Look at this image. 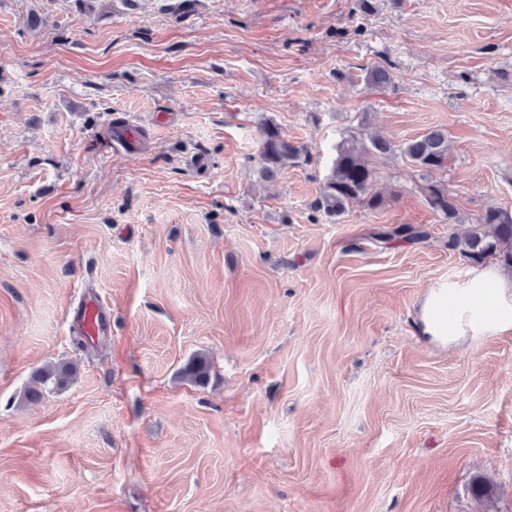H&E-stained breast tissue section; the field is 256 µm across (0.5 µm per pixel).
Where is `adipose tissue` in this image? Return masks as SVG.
Here are the masks:
<instances>
[{"instance_id":"ef3b65f1","label":"adipose tissue","mask_w":512,"mask_h":512,"mask_svg":"<svg viewBox=\"0 0 512 512\" xmlns=\"http://www.w3.org/2000/svg\"><path fill=\"white\" fill-rule=\"evenodd\" d=\"M425 335L442 344L466 336L496 335L512 329V278L492 267L467 279L431 286L421 307Z\"/></svg>"}]
</instances>
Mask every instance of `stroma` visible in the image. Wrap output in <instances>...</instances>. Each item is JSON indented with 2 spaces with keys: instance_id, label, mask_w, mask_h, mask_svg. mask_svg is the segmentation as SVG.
I'll list each match as a JSON object with an SVG mask.
<instances>
[{
  "instance_id": "obj_1",
  "label": "stroma",
  "mask_w": 512,
  "mask_h": 512,
  "mask_svg": "<svg viewBox=\"0 0 512 512\" xmlns=\"http://www.w3.org/2000/svg\"><path fill=\"white\" fill-rule=\"evenodd\" d=\"M266 118L313 163L258 181ZM365 128L448 161L373 157L381 208L315 211ZM432 183L512 209V0H0V512H512V331L420 329L474 268ZM426 193V200L429 205L436 212L441 213L448 220V224L460 223L455 201L443 185L437 183L429 184L426 187ZM79 331L85 336H96L105 326L102 308L93 301L87 302L82 310ZM76 372L77 368L72 363L46 365L36 371L35 379L40 385L48 386L51 384L53 387L59 388L72 379Z\"/></svg>"
}]
</instances>
